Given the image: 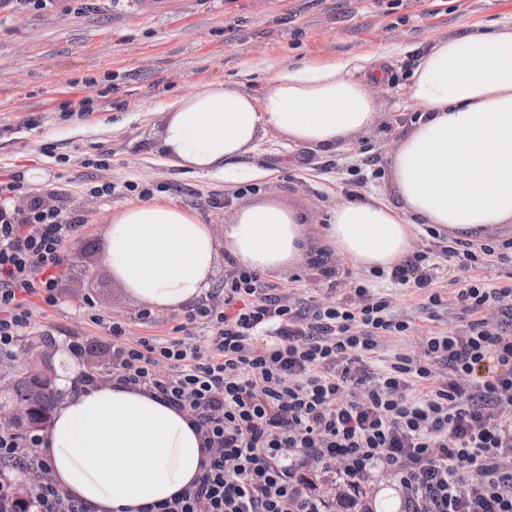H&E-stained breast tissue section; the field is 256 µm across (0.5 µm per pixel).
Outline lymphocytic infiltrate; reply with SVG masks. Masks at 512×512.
I'll return each mask as SVG.
<instances>
[{"label": "lymphocytic infiltrate", "instance_id": "lymphocytic-infiltrate-1", "mask_svg": "<svg viewBox=\"0 0 512 512\" xmlns=\"http://www.w3.org/2000/svg\"><path fill=\"white\" fill-rule=\"evenodd\" d=\"M17 188L0 184V353L57 305L64 245L84 222L37 200L9 208ZM444 254L470 272L454 301L473 321L381 364L384 339L410 325L364 284L308 311L239 268L222 301L188 311L175 336H130L86 303L84 320L112 339L113 380L188 412L205 439L197 482L141 512H323L300 476L316 465L352 488L389 477L404 512H512V286L477 275L489 256L512 264V239ZM427 259L388 279L426 291L433 308L443 299ZM40 446L38 431L0 429V496L21 482L36 512H88L55 484Z\"/></svg>", "mask_w": 512, "mask_h": 512}]
</instances>
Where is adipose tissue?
<instances>
[{"mask_svg":"<svg viewBox=\"0 0 512 512\" xmlns=\"http://www.w3.org/2000/svg\"><path fill=\"white\" fill-rule=\"evenodd\" d=\"M402 52L285 66L259 98L221 82L178 95L163 109L157 149L170 166L228 183L262 177L244 159L270 130L339 150L375 124L381 60ZM402 106L417 119L388 157L392 198L337 203L319 228L322 246L359 269L406 261L419 224L462 239L512 224V19L433 41ZM306 222L296 208L256 200L233 212L219 239L189 210L148 201L113 213L102 259L132 298L182 312L207 298L221 255L264 274L304 264ZM63 388L41 453L90 512H138L201 475L204 438L187 413L141 389L87 385L76 363Z\"/></svg>","mask_w":512,"mask_h":512,"instance_id":"ef3b65f1","label":"adipose tissue"}]
</instances>
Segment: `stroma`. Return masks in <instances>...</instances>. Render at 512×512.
<instances>
[{
	"instance_id": "stroma-1",
	"label": "stroma",
	"mask_w": 512,
	"mask_h": 512,
	"mask_svg": "<svg viewBox=\"0 0 512 512\" xmlns=\"http://www.w3.org/2000/svg\"><path fill=\"white\" fill-rule=\"evenodd\" d=\"M510 17L512 0H156L148 7L138 0H8L0 6V181L19 182L16 206L39 196L84 218L64 246L58 304L36 316L30 341L51 338L65 356L75 330L106 340L102 327L82 323L88 300L135 336H169L183 321V314L156 311L143 322L142 304L102 261L113 211L142 201L132 185L189 209L219 237L232 209L248 200L279 199L316 223L350 196H390L386 156L411 126V112L398 103L413 60L387 62L389 81L376 92L380 119L341 150L298 147L274 130L263 135L255 154L266 175L245 196L223 179L164 164L154 145L172 97L223 82L259 98L273 67L374 53L391 43L422 49ZM86 99L94 106L88 114L81 110ZM30 165L45 169L42 184L24 183ZM96 182L111 183V197L91 196ZM327 268L332 277L324 276ZM370 277L315 244L303 269L261 281L292 300L327 304ZM375 289L390 299L391 315L411 326L407 336L386 338L383 356L414 351L428 332L460 331L470 321L454 305L425 308L415 289L382 280Z\"/></svg>"
}]
</instances>
